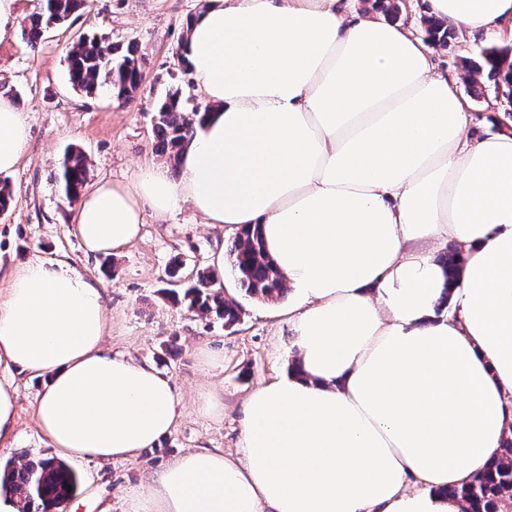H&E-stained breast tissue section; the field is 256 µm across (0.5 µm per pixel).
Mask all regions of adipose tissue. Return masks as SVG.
Here are the masks:
<instances>
[{"label": "adipose tissue", "instance_id": "ef3b65f1", "mask_svg": "<svg viewBox=\"0 0 512 512\" xmlns=\"http://www.w3.org/2000/svg\"><path fill=\"white\" fill-rule=\"evenodd\" d=\"M462 36L512 39V0H427ZM187 61L208 115L178 176L98 181L73 232L89 256L139 237L143 209L190 204L258 228L288 284L295 366L243 405L240 456L182 454L125 512H469L454 496L512 437V135L470 134L431 45L347 0H206ZM0 98V174L28 143ZM460 254L455 278L436 256ZM99 285L63 258L0 294V446L15 377H46L38 426L59 457L136 458L169 435L176 388L112 354Z\"/></svg>", "mask_w": 512, "mask_h": 512}]
</instances>
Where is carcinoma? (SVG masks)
Masks as SVG:
<instances>
[{
	"instance_id": "cac0c4a2",
	"label": "carcinoma",
	"mask_w": 512,
	"mask_h": 512,
	"mask_svg": "<svg viewBox=\"0 0 512 512\" xmlns=\"http://www.w3.org/2000/svg\"><path fill=\"white\" fill-rule=\"evenodd\" d=\"M87 7V0H41L40 8L21 31L22 38L36 48L52 26L66 25ZM428 40L445 45L455 38V31L439 21L428 22ZM68 79L77 91L92 94L106 88L111 96L125 102L143 83V69L137 50L130 47L121 51L103 37L78 36L66 56ZM464 69L476 76L471 86L481 85L480 77L492 83L503 94L512 92V57L506 46L486 47L474 58L464 59ZM206 112L189 111L174 92L157 105L154 124L156 149L176 164L181 152L190 144L196 126ZM61 191L67 201L77 198L89 180V167L84 153L71 149L65 153L57 175ZM229 267L236 284L245 295L267 302H277L288 292L285 282L266 255L257 230H241L227 247ZM176 303H186L190 311L202 315H215L230 327L240 320L238 303L227 300L211 288L208 275L200 273L194 284L181 294L172 292ZM80 485L78 475L55 458L28 459L23 463L12 459L0 463V493L16 498L21 512H51L72 499ZM453 493L471 501L472 512H494L495 502L502 496L512 495V437L507 438L500 450L497 465L476 477Z\"/></svg>"
}]
</instances>
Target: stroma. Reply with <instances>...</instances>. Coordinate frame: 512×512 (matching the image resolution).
<instances>
[{
	"instance_id": "35a3bbf8",
	"label": "stroma",
	"mask_w": 512,
	"mask_h": 512,
	"mask_svg": "<svg viewBox=\"0 0 512 512\" xmlns=\"http://www.w3.org/2000/svg\"><path fill=\"white\" fill-rule=\"evenodd\" d=\"M203 5L204 0H88L71 28H51L38 48H30L17 33L0 41V86L17 93V106L30 125L28 145L15 171L5 177L15 202L0 215V290L17 266L36 257L67 255L105 291L113 352L152 362L171 378L180 399L182 415L175 430L142 451L137 461L74 463L82 477L77 512H122L126 497L151 473L187 450L235 451L247 395L288 370L296 358L279 303L245 296L232 275H225L223 292L240 304L241 315L231 327L188 311L164 293L171 259L181 260L182 278L195 277L207 271L216 241L233 240L235 231L211 229L188 205L163 218L148 208L140 237L121 254L106 261L88 258L72 232L77 206L65 200L54 180L71 148L84 152L94 181L130 184L144 168L166 164L155 150L158 102L177 91L187 107L206 105L176 57L190 17ZM74 30L106 36L122 48L137 47L145 81L130 101L111 100L103 88L92 95L72 89L65 56ZM489 43L480 36L436 47V72L458 77L457 92L467 97L461 59ZM44 386V378L17 375L18 433L11 448L0 449V462L23 454L53 456L35 423ZM210 389L224 393L223 418L200 409V394Z\"/></svg>"
}]
</instances>
